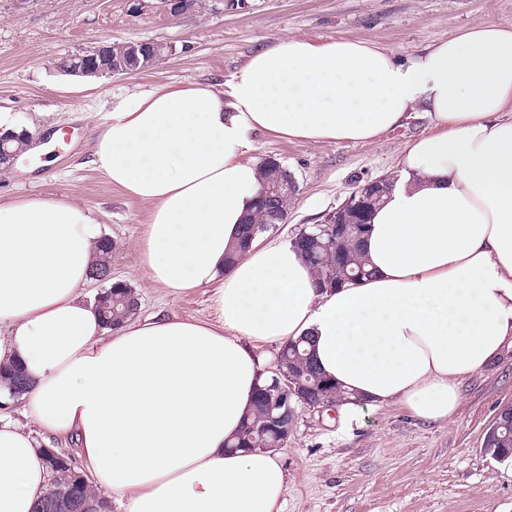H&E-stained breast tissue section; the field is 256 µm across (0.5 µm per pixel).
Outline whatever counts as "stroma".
<instances>
[{
    "instance_id": "stroma-1",
    "label": "stroma",
    "mask_w": 512,
    "mask_h": 512,
    "mask_svg": "<svg viewBox=\"0 0 512 512\" xmlns=\"http://www.w3.org/2000/svg\"><path fill=\"white\" fill-rule=\"evenodd\" d=\"M512 21V0H209L204 11L168 17L158 0H0V113L31 131L37 153L0 174V197H69L91 208L112 241V277L136 292L138 317L206 320L208 289L175 292L151 283L141 240L150 207L90 164L113 103L172 82H224L251 53L295 34L368 40L407 59L457 29ZM164 42L171 53L130 75L83 79L52 63L100 44ZM422 112L363 144L257 137V155L277 159L297 191L271 240L287 243L348 195L397 173L404 144L430 132ZM512 403V347L466 376L445 422L426 423L398 404L365 407L342 426L334 411L297 409L278 452L288 489L283 512H512V462L482 448L500 409Z\"/></svg>"
}]
</instances>
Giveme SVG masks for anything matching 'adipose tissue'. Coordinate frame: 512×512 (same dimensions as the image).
Instances as JSON below:
<instances>
[{
	"label": "adipose tissue",
	"mask_w": 512,
	"mask_h": 512,
	"mask_svg": "<svg viewBox=\"0 0 512 512\" xmlns=\"http://www.w3.org/2000/svg\"><path fill=\"white\" fill-rule=\"evenodd\" d=\"M426 113L362 252L373 275L316 291L291 245L256 237L234 265L261 189L254 135L367 142ZM92 163L150 204L148 278L212 291L215 320L157 315L103 327L82 290L108 260L76 200L0 202V363L30 383L29 416L74 436L96 492L125 512H281L271 450L229 452L251 411L257 344L311 337L341 405L398 403L451 418L460 384L512 346V22L462 28L399 59L365 40L291 35L220 84L174 83L121 99ZM43 454L0 424V512H32Z\"/></svg>",
	"instance_id": "obj_1"
}]
</instances>
